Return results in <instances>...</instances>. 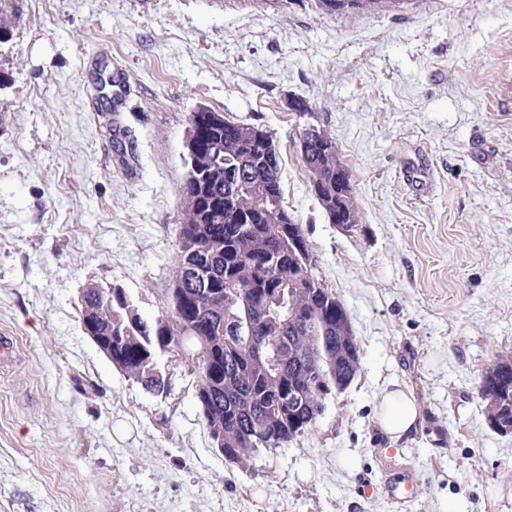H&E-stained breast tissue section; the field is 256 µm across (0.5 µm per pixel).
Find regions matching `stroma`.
I'll return each mask as SVG.
<instances>
[{"instance_id":"1","label":"stroma","mask_w":512,"mask_h":512,"mask_svg":"<svg viewBox=\"0 0 512 512\" xmlns=\"http://www.w3.org/2000/svg\"><path fill=\"white\" fill-rule=\"evenodd\" d=\"M0 512H512V433L475 391L512 353V0L330 17L262 0H11L0 11ZM133 91L104 109L99 83ZM304 97L352 173L330 224L301 161ZM267 126L285 202L344 304L361 370L316 428L225 462L181 356L160 400L84 333L81 292L156 313L176 276L188 117ZM431 424L389 444L381 393ZM418 469L407 510L381 493Z\"/></svg>"}]
</instances>
